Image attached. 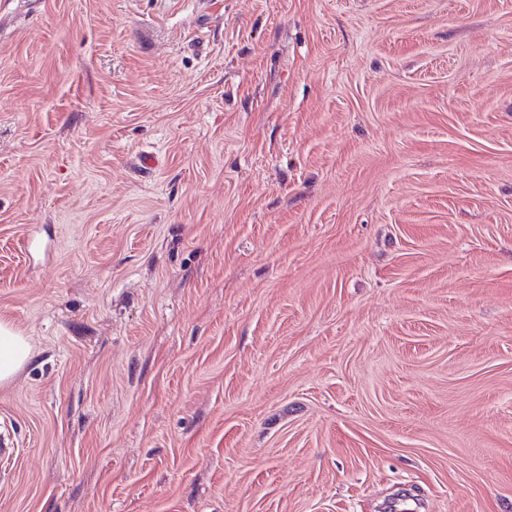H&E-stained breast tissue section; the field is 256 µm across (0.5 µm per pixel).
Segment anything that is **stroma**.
I'll return each mask as SVG.
<instances>
[{"instance_id":"obj_1","label":"stroma","mask_w":512,"mask_h":512,"mask_svg":"<svg viewBox=\"0 0 512 512\" xmlns=\"http://www.w3.org/2000/svg\"><path fill=\"white\" fill-rule=\"evenodd\" d=\"M0 318V512H512V0H0ZM32 349L25 336L17 332L12 324L0 320V383L10 382L28 362Z\"/></svg>"}]
</instances>
